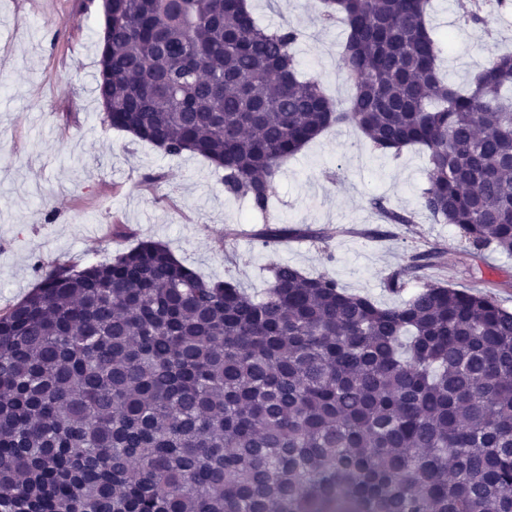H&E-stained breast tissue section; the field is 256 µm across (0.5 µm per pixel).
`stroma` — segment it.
<instances>
[{"mask_svg":"<svg viewBox=\"0 0 512 512\" xmlns=\"http://www.w3.org/2000/svg\"><path fill=\"white\" fill-rule=\"evenodd\" d=\"M458 0H433L431 23L443 40V68L464 86L497 49H512V9L487 29L466 24ZM103 0H53L48 15L14 18L18 0H0V312L38 281L35 262L96 263L140 240L167 243L198 273L233 278L261 294L276 263L335 279L378 304L402 303L425 282L479 290L512 311V256L475 261L454 228L421 212L427 186L421 149L374 150L349 124L329 129L284 164L266 214L224 192V173L208 160L171 157L110 128L93 92ZM268 27L289 22L301 77L318 79L346 101L338 67L341 25H322L320 0H250ZM414 213L411 224L382 222L372 202ZM294 235L263 246L265 226ZM321 238L299 234L302 226ZM437 253L404 290L388 277L413 256Z\"/></svg>","mask_w":512,"mask_h":512,"instance_id":"obj_1","label":"stroma"}]
</instances>
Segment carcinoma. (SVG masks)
<instances>
[{
	"mask_svg": "<svg viewBox=\"0 0 512 512\" xmlns=\"http://www.w3.org/2000/svg\"><path fill=\"white\" fill-rule=\"evenodd\" d=\"M511 6L461 3L478 25ZM429 9L322 0L344 25L343 104L300 78L298 29L260 25L247 0H103L95 92L109 127L205 158L259 213L335 125L421 147L422 210L474 258L512 254V53L448 83ZM294 233L314 231L261 237ZM271 272L254 298L153 240L42 271L0 312V512H512L511 311L432 281L383 307Z\"/></svg>",
	"mask_w": 512,
	"mask_h": 512,
	"instance_id": "carcinoma-1",
	"label": "carcinoma"
}]
</instances>
